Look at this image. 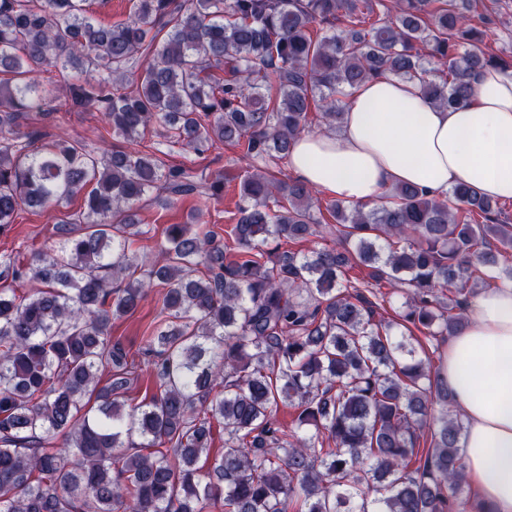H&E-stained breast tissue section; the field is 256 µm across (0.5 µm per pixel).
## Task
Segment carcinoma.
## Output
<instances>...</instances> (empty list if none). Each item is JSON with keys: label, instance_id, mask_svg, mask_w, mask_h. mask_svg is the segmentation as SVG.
I'll return each instance as SVG.
<instances>
[{"label": "carcinoma", "instance_id": "cac0c4a2", "mask_svg": "<svg viewBox=\"0 0 512 512\" xmlns=\"http://www.w3.org/2000/svg\"><path fill=\"white\" fill-rule=\"evenodd\" d=\"M478 2L132 0L127 20L100 28L93 0H0V227L85 193L52 248L0 259V279L40 283L0 290V512H463L464 423L405 330L454 336L478 287L512 281V217L466 184L446 201L395 185L372 208L326 204L336 245L265 251L315 235L310 187L258 168L209 179L168 165L144 132L275 162L312 113L336 129V94L376 75L459 106L476 73L512 69L477 48ZM76 109L102 113L127 146L36 145L29 113ZM235 179L231 243L170 224L162 260L131 250L145 194L207 199ZM355 266L366 275L352 280ZM382 284L403 298L393 321L376 319ZM159 285L163 319L138 349L112 340V321ZM138 357L152 359L157 390L128 409ZM285 400L292 428L276 419Z\"/></svg>", "mask_w": 512, "mask_h": 512}]
</instances>
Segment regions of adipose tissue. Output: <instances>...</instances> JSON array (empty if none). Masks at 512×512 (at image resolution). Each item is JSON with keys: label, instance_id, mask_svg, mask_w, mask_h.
<instances>
[{"label": "adipose tissue", "instance_id": "obj_1", "mask_svg": "<svg viewBox=\"0 0 512 512\" xmlns=\"http://www.w3.org/2000/svg\"><path fill=\"white\" fill-rule=\"evenodd\" d=\"M468 102L440 108L418 81L383 76L347 98L331 134H306L289 168L309 187L347 203L379 201L410 183L447 198L465 183L492 199L512 198V73L474 76ZM441 373L465 424L464 471L493 512H512V282L480 292L453 336Z\"/></svg>", "mask_w": 512, "mask_h": 512}]
</instances>
